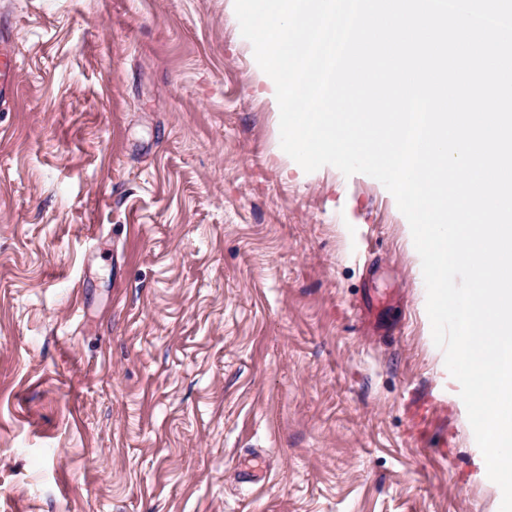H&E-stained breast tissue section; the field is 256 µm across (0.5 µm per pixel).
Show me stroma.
Listing matches in <instances>:
<instances>
[{
  "instance_id": "1",
  "label": "stroma",
  "mask_w": 512,
  "mask_h": 512,
  "mask_svg": "<svg viewBox=\"0 0 512 512\" xmlns=\"http://www.w3.org/2000/svg\"><path fill=\"white\" fill-rule=\"evenodd\" d=\"M2 10L0 512H499L405 216L226 0ZM12 31L3 20L0 21V107L10 105L18 73V63L11 50Z\"/></svg>"
}]
</instances>
